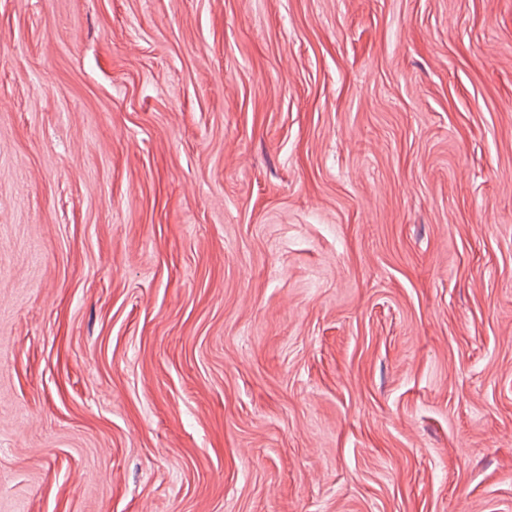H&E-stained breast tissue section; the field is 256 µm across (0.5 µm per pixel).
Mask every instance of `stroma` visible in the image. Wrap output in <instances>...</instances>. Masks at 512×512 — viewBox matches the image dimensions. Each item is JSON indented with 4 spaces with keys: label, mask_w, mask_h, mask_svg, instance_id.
<instances>
[{
    "label": "stroma",
    "mask_w": 512,
    "mask_h": 512,
    "mask_svg": "<svg viewBox=\"0 0 512 512\" xmlns=\"http://www.w3.org/2000/svg\"><path fill=\"white\" fill-rule=\"evenodd\" d=\"M0 512H512V0H0Z\"/></svg>",
    "instance_id": "obj_1"
}]
</instances>
